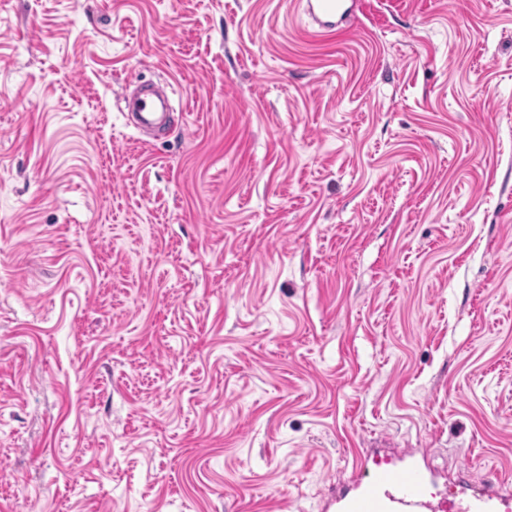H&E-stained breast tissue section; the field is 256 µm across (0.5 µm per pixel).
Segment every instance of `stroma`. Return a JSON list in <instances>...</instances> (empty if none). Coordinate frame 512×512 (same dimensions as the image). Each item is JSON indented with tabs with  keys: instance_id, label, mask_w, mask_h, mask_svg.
Segmentation results:
<instances>
[{
	"instance_id": "1",
	"label": "stroma",
	"mask_w": 512,
	"mask_h": 512,
	"mask_svg": "<svg viewBox=\"0 0 512 512\" xmlns=\"http://www.w3.org/2000/svg\"><path fill=\"white\" fill-rule=\"evenodd\" d=\"M347 6L0 0V512L512 481V0Z\"/></svg>"
}]
</instances>
